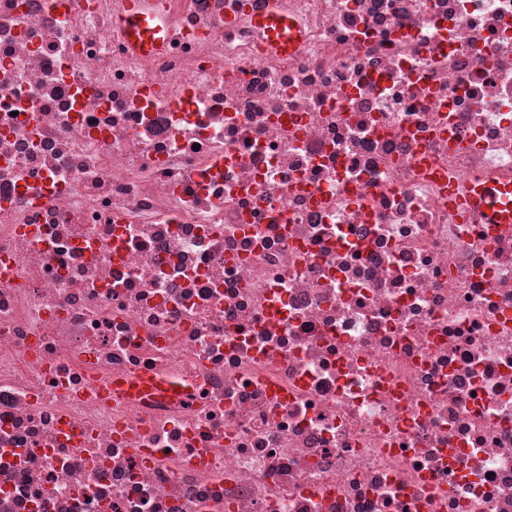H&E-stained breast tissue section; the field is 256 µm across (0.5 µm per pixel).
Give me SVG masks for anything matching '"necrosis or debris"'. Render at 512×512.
<instances>
[{"label":"necrosis or debris","mask_w":512,"mask_h":512,"mask_svg":"<svg viewBox=\"0 0 512 512\" xmlns=\"http://www.w3.org/2000/svg\"><path fill=\"white\" fill-rule=\"evenodd\" d=\"M127 2L0 0V512H512V0ZM151 0H129V10L118 18L119 26L126 33L127 43L136 55L159 51L164 45L163 28L155 22L158 17L147 11ZM260 28L276 50L288 54L296 50L302 35L295 19L281 12L275 0L270 1L268 10L255 19ZM476 202L486 224H512V184L486 182L473 177Z\"/></svg>","instance_id":"obj_1"}]
</instances>
